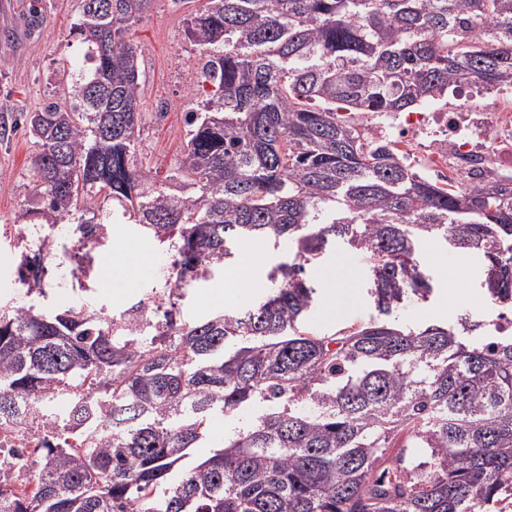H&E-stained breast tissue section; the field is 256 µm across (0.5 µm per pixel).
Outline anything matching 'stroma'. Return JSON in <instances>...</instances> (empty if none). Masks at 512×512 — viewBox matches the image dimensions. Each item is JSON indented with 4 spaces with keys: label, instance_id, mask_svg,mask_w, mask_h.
Listing matches in <instances>:
<instances>
[{
    "label": "stroma",
    "instance_id": "stroma-1",
    "mask_svg": "<svg viewBox=\"0 0 512 512\" xmlns=\"http://www.w3.org/2000/svg\"><path fill=\"white\" fill-rule=\"evenodd\" d=\"M198 6V0H188L184 6L176 5L174 0H154L150 12L135 28L134 38L144 67L141 95L148 113L139 151L163 174L172 168L180 153L186 130L185 112L207 99L211 92L210 85L201 83L198 76V49L185 35L184 19ZM80 15L81 0H0V298L16 292L17 249L11 226L30 197L29 160L36 151L27 137L12 131L13 118L36 111L67 93L59 67L64 63H83L86 47L74 31ZM126 246L150 255L156 262L162 257L151 239L132 226L129 219L118 216L112 225L111 242L94 252L97 265L108 264L116 250ZM237 249H254L262 257L256 271L255 293L242 301L204 305L203 293L224 285V272L215 271L208 280L189 289L182 299L185 318L234 313L258 304L268 293L271 284L267 273L275 253L272 240L247 236L238 240ZM340 253V247H333L324 263L312 272L319 285V299L308 319L321 332L367 321L375 313L363 264H355L353 282L337 277ZM421 258L434 274L438 287L430 301L411 302L403 307L402 321L442 325L454 322L460 305L448 296V280L453 275L464 280L480 310H490L491 305L479 288V256L454 255L432 244ZM333 287L342 290L344 304L330 305L328 294ZM168 295L165 283L150 273L131 294H112L99 288L91 297L96 308L115 314L140 299L164 300Z\"/></svg>",
    "mask_w": 512,
    "mask_h": 512
}]
</instances>
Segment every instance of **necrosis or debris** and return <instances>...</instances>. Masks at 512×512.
Listing matches in <instances>:
<instances>
[{
    "instance_id": "4bbe7bcc",
    "label": "necrosis or debris",
    "mask_w": 512,
    "mask_h": 512,
    "mask_svg": "<svg viewBox=\"0 0 512 512\" xmlns=\"http://www.w3.org/2000/svg\"><path fill=\"white\" fill-rule=\"evenodd\" d=\"M494 93L484 114L459 106L454 112H431L399 127L396 142L408 156L418 157L440 179L448 174L476 185L496 175L512 181V103Z\"/></svg>"
}]
</instances>
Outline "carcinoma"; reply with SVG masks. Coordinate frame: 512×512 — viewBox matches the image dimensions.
<instances>
[{
    "label": "carcinoma",
    "mask_w": 512,
    "mask_h": 512,
    "mask_svg": "<svg viewBox=\"0 0 512 512\" xmlns=\"http://www.w3.org/2000/svg\"><path fill=\"white\" fill-rule=\"evenodd\" d=\"M76 31L74 97L24 112L35 140L23 224L63 220L105 244L98 195L170 259L181 291L236 263V243L287 245L265 300L186 320L141 299L108 315L0 303V512H504L512 499V335L468 308L410 325L430 300L420 261L441 241L484 259V294L512 312V186L436 181L358 129L472 80L512 88V0H205L187 19L211 96L185 113L164 178L139 158L140 51L153 0H112ZM178 184L191 192L172 188ZM340 244L367 263L376 315L322 334L305 323L308 270ZM44 249L20 253L26 296L46 295ZM265 410L213 454L183 462L217 412ZM123 416L108 432L104 419Z\"/></svg>",
    "instance_id": "cac0c4a2"
}]
</instances>
